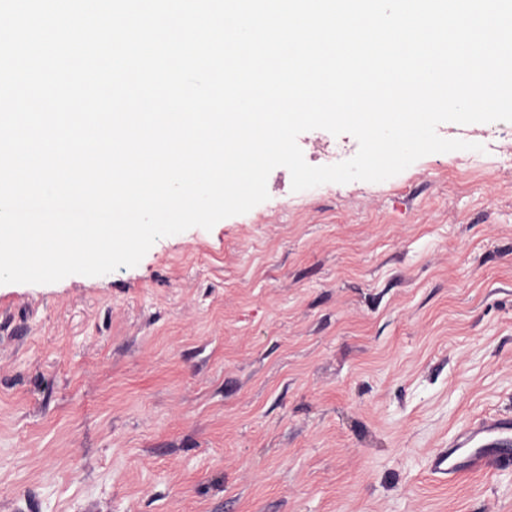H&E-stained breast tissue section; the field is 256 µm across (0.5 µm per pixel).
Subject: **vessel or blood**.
Masks as SVG:
<instances>
[{
	"label": "vessel or blood",
	"instance_id": "1",
	"mask_svg": "<svg viewBox=\"0 0 512 512\" xmlns=\"http://www.w3.org/2000/svg\"><path fill=\"white\" fill-rule=\"evenodd\" d=\"M449 475L512 465V421L489 419L453 440L439 456Z\"/></svg>",
	"mask_w": 512,
	"mask_h": 512
}]
</instances>
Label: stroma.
Here are the masks:
<instances>
[{"mask_svg": "<svg viewBox=\"0 0 512 512\" xmlns=\"http://www.w3.org/2000/svg\"><path fill=\"white\" fill-rule=\"evenodd\" d=\"M463 157L0 285V512H512V466L432 467L512 419V171Z\"/></svg>", "mask_w": 512, "mask_h": 512, "instance_id": "stroma-1", "label": "stroma"}]
</instances>
